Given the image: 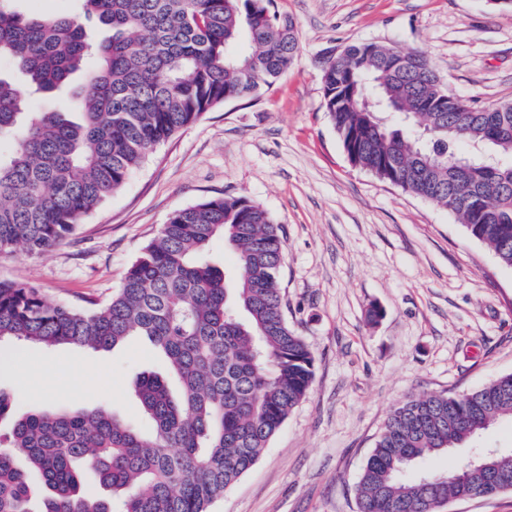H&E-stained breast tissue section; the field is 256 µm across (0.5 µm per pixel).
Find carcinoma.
I'll list each match as a JSON object with an SVG mask.
<instances>
[{
	"label": "carcinoma",
	"instance_id": "1",
	"mask_svg": "<svg viewBox=\"0 0 512 512\" xmlns=\"http://www.w3.org/2000/svg\"><path fill=\"white\" fill-rule=\"evenodd\" d=\"M0 0V253L41 254L202 114L270 87L298 51L273 0H78L31 17ZM112 35L92 44L86 28ZM348 44L322 62L326 111L350 163L448 209L512 268V102L452 99L427 57ZM81 76L66 111L28 95ZM456 106L448 107V102ZM221 237L233 273L206 252ZM284 241L245 197L175 211L129 266L111 301L84 310L35 285L0 280V339L115 349L146 338L165 371L134 394L143 430L105 408L33 411L0 444V512H208L260 458L314 378V357L282 310ZM512 421V374L470 393L419 395L389 415L363 467L359 512H438L450 498L512 490V450L485 469L414 475L425 460ZM46 496L35 511L29 471Z\"/></svg>",
	"mask_w": 512,
	"mask_h": 512
}]
</instances>
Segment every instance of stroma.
Returning <instances> with one entry per match:
<instances>
[{
  "label": "stroma",
  "mask_w": 512,
  "mask_h": 512,
  "mask_svg": "<svg viewBox=\"0 0 512 512\" xmlns=\"http://www.w3.org/2000/svg\"><path fill=\"white\" fill-rule=\"evenodd\" d=\"M299 51L252 102L204 113L159 146L64 245L0 254V278L50 302L106 304L176 210L242 196L285 241V317L312 385L211 512H358L356 486L392 409L512 373V268L447 209L352 166L324 105L320 58L353 42L428 57L449 91L512 101V9L485 0H274ZM382 312L370 322L371 308ZM164 364L139 337L116 350L0 340V389L23 414L99 407L142 423L134 382Z\"/></svg>",
  "instance_id": "stroma-1"
}]
</instances>
